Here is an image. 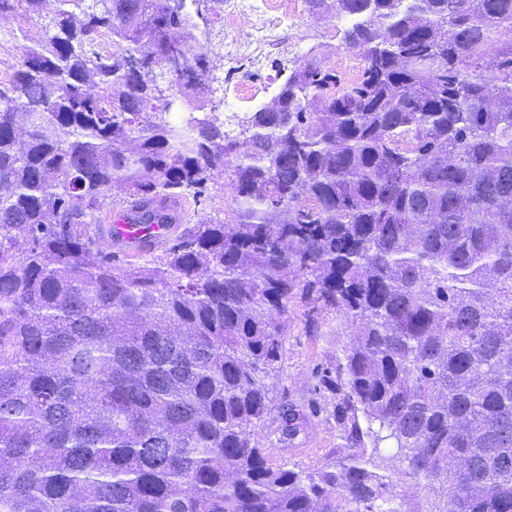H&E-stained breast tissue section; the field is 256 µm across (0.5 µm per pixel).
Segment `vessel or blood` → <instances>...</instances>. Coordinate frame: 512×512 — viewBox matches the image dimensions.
<instances>
[{"instance_id":"b4317fda","label":"vessel or blood","mask_w":512,"mask_h":512,"mask_svg":"<svg viewBox=\"0 0 512 512\" xmlns=\"http://www.w3.org/2000/svg\"><path fill=\"white\" fill-rule=\"evenodd\" d=\"M152 209L151 222L141 224L137 218L145 209ZM129 204L110 213L105 224L101 225V237L123 255H139L160 247L168 241L174 227L172 222L181 211L179 200L169 198L152 204Z\"/></svg>"}]
</instances>
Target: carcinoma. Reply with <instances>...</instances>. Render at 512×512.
<instances>
[{"mask_svg": "<svg viewBox=\"0 0 512 512\" xmlns=\"http://www.w3.org/2000/svg\"><path fill=\"white\" fill-rule=\"evenodd\" d=\"M67 2L0 88V512H512V0H305L362 77L312 53L226 125L215 0ZM216 168L232 219L102 245L113 184L201 204ZM298 289L351 328L310 473L255 432Z\"/></svg>", "mask_w": 512, "mask_h": 512, "instance_id": "carcinoma-1", "label": "carcinoma"}]
</instances>
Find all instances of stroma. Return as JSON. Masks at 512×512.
Listing matches in <instances>:
<instances>
[{
    "label": "stroma",
    "mask_w": 512,
    "mask_h": 512,
    "mask_svg": "<svg viewBox=\"0 0 512 512\" xmlns=\"http://www.w3.org/2000/svg\"><path fill=\"white\" fill-rule=\"evenodd\" d=\"M59 6V0H45L36 13L19 8L0 14V84L8 83L21 64V33L44 35ZM344 29L343 20L335 16L301 11L293 28L297 47L291 57L292 67L305 64L311 46L326 44L333 48L327 66L339 69L344 57ZM209 188L206 203L198 206L185 202V219L194 222L203 216L221 219L230 215L235 189L223 170L212 172ZM348 333V325L339 313L321 309L301 297L289 303L288 335L270 392L271 411L256 429L261 442H276L270 457L272 466L311 472L335 459L345 447L343 427L336 416L337 395L321 386L320 378L341 357ZM293 412L301 415L299 432L291 441L278 443L283 419Z\"/></svg>",
    "instance_id": "stroma-1"
}]
</instances>
